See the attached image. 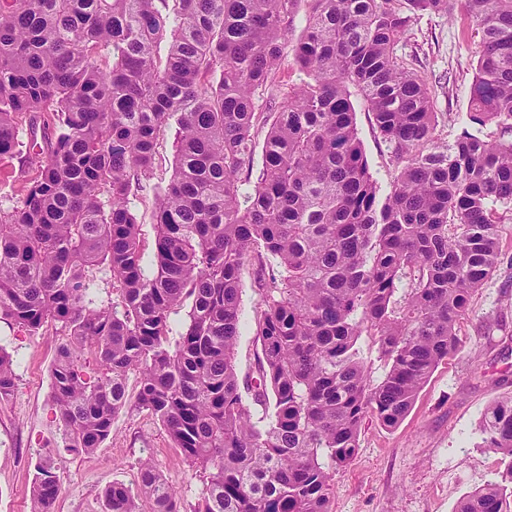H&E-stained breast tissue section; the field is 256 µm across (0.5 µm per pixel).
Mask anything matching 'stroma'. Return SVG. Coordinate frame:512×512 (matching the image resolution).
<instances>
[{"label":"stroma","mask_w":512,"mask_h":512,"mask_svg":"<svg viewBox=\"0 0 512 512\" xmlns=\"http://www.w3.org/2000/svg\"><path fill=\"white\" fill-rule=\"evenodd\" d=\"M480 37L464 10L453 16L413 19L398 53L434 87L439 143L454 142L470 126L469 87ZM356 122L373 178L389 190L394 167L364 105ZM503 262L479 289L457 333L460 348L439 365L402 422L392 430L366 419L353 460L333 475L331 512H453L465 493L498 480L499 454L485 448L478 424L496 398L512 396V222L499 225ZM263 293L255 265L242 272L241 333L235 349L239 376L253 375ZM64 333L29 332L0 322V346L15 363L16 386L0 402V512H30L34 465L52 449L62 482L53 512H102L104 489L118 481L136 486L139 462L151 458L185 503L197 504L200 471L172 448L163 426L148 412L120 414L111 436L94 453L63 447L51 410V367Z\"/></svg>","instance_id":"stroma-1"}]
</instances>
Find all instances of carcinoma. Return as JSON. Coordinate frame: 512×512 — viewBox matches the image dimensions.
I'll use <instances>...</instances> for the list:
<instances>
[{"label": "carcinoma", "mask_w": 512, "mask_h": 512, "mask_svg": "<svg viewBox=\"0 0 512 512\" xmlns=\"http://www.w3.org/2000/svg\"><path fill=\"white\" fill-rule=\"evenodd\" d=\"M459 8L480 34L468 103L479 129L441 146L430 82L397 48L416 17ZM288 44L304 78L284 91L275 74ZM355 97L394 166L385 194ZM491 123L496 137L482 131ZM172 125L175 170L156 191L148 259L131 197ZM21 130L32 175L0 209V321L69 336L51 371L64 448L95 451L134 406L207 474L188 509L146 458L137 490H104L103 512H139L138 497L151 512H330L332 474L355 456L364 419L400 424L501 264L512 0H0V160L17 154ZM251 261L265 309L256 375L243 382ZM103 270L118 299L98 304ZM363 335L385 365L376 383ZM15 386L0 348V401ZM479 431L504 469L454 512H512V396L489 404ZM60 493L54 461L38 457L31 512H52Z\"/></svg>", "instance_id": "1"}]
</instances>
